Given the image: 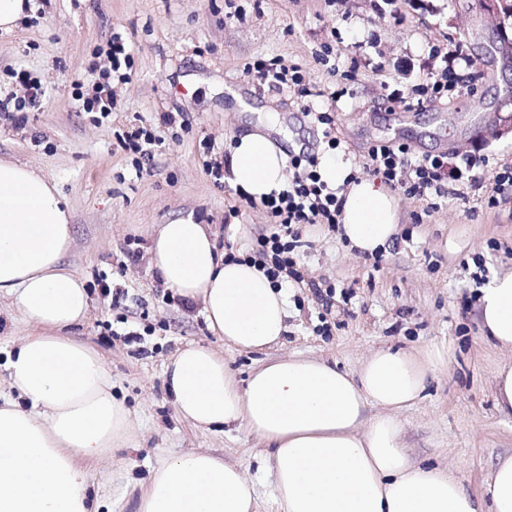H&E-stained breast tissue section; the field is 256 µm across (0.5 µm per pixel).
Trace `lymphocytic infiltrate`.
I'll return each mask as SVG.
<instances>
[{
    "mask_svg": "<svg viewBox=\"0 0 512 512\" xmlns=\"http://www.w3.org/2000/svg\"><path fill=\"white\" fill-rule=\"evenodd\" d=\"M109 67L100 74L93 94L84 98L82 107L87 112L109 117L115 107L110 80L125 82L131 78L132 50L121 37H113L107 51ZM248 73L254 74L260 85L282 90L288 85L300 88L302 96H310L304 87V77L296 65L282 64L281 60H260L250 64ZM288 164L293 171L287 188L261 199L260 204L270 215L275 232L261 235L256 240V251L248 255V262L257 265L273 287L287 283H302L296 256L304 247L303 230L315 224L335 227L342 213L344 199L335 189L322 181L318 173L319 158L314 154L292 155ZM489 164L487 155H462L456 164H449L446 155L425 154L414 157L406 143L373 145L367 152V169L385 184L402 189L404 195L422 199L447 196L446 177L472 187L482 181V170Z\"/></svg>",
    "mask_w": 512,
    "mask_h": 512,
    "instance_id": "f902f5d3",
    "label": "lymphocytic infiltrate"
}]
</instances>
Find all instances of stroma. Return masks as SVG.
<instances>
[{
  "mask_svg": "<svg viewBox=\"0 0 512 512\" xmlns=\"http://www.w3.org/2000/svg\"><path fill=\"white\" fill-rule=\"evenodd\" d=\"M35 9L9 33L0 31V92L21 93L13 72L40 81L44 94L22 121L0 123V159L42 170L68 203L73 242L65 264L88 285L91 308L73 337L98 352L113 391L132 413V445L89 462L92 489L109 512H135L127 480H143L164 456L207 450L242 468L253 481L257 512H282L273 478L260 467L266 446L247 428H193L177 414L164 384L166 365L190 343L223 352L238 385L273 358H323L356 371L380 348L445 352L422 398L400 415L411 463L450 469L479 495L491 467L512 456V416L501 412L494 373L512 353L486 338L478 290L512 270V201L496 208L469 187L437 204L396 193L400 224L382 256L351 248L340 232L308 228L300 256L305 284L289 287L288 329L276 347L238 352L209 329L201 301L183 308L150 263L156 225L181 219L211 225L219 251L246 252L272 229L232 184L216 186L203 163L221 158L235 137L275 112L288 129L285 150L325 153L310 112L336 109L338 150L368 177L367 150L410 144L415 155L448 158L480 151L512 164V134L490 137L512 83V60L499 32L512 37V0L499 21L476 0H33ZM132 46L128 82H114L117 108L103 123L79 111L73 80L91 92L107 65L113 33ZM461 45L477 76L447 98L406 109L417 85L440 73L431 44ZM299 65L319 98L276 91L246 74L256 60ZM181 112L186 126L160 117ZM141 124L162 140L151 172L137 174L116 134ZM238 207L230 216V207ZM106 276L125 297L112 305L95 288ZM334 288L323 307L315 288ZM328 322L330 334L319 332ZM141 342H127L128 331ZM11 298L0 297V394L9 395L5 361L32 333Z\"/></svg>",
  "mask_w": 512,
  "mask_h": 512,
  "instance_id": "35a3bbf8",
  "label": "stroma"
}]
</instances>
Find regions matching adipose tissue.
I'll use <instances>...</instances> for the list:
<instances>
[{
	"instance_id": "ef3b65f1",
	"label": "adipose tissue",
	"mask_w": 512,
	"mask_h": 512,
	"mask_svg": "<svg viewBox=\"0 0 512 512\" xmlns=\"http://www.w3.org/2000/svg\"><path fill=\"white\" fill-rule=\"evenodd\" d=\"M284 168L283 149L264 132L238 137L231 149L229 180L254 199L283 188ZM349 171L336 154L320 160L322 180L346 196L341 234L360 251L384 250L397 233V201L374 180L346 184ZM72 238L55 184L0 160V295L35 327L6 365L12 394L0 400V512H96L83 463L126 445L132 430L102 358L69 335L89 311L82 280L64 265ZM150 261L164 285L202 302L225 346L264 351L281 341L287 294L257 266L225 261L207 226L161 225ZM479 316L489 339L512 350V272L484 284ZM442 361L438 353L380 349L348 372L291 355L264 363L241 388L223 353L189 344L165 375L182 419L205 430L243 426L263 440L262 465L283 512H512V458L493 468L480 497L448 469L408 459L399 414L420 399ZM134 488L137 512L255 508V486L241 468L204 451L160 460Z\"/></svg>"
}]
</instances>
